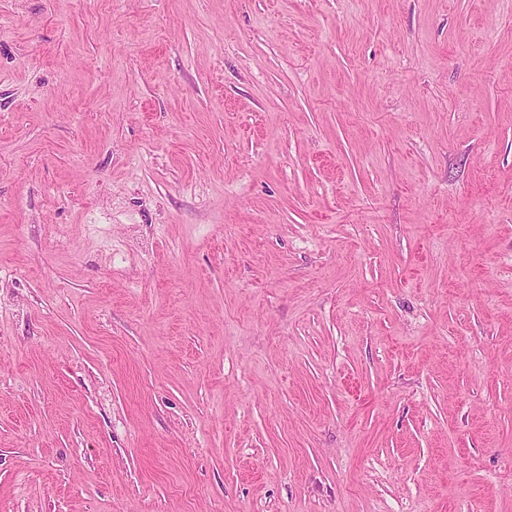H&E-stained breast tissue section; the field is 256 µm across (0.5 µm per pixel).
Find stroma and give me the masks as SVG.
Here are the masks:
<instances>
[{
    "label": "stroma",
    "instance_id": "35a3bbf8",
    "mask_svg": "<svg viewBox=\"0 0 512 512\" xmlns=\"http://www.w3.org/2000/svg\"><path fill=\"white\" fill-rule=\"evenodd\" d=\"M0 512H512V0H0Z\"/></svg>",
    "mask_w": 512,
    "mask_h": 512
}]
</instances>
